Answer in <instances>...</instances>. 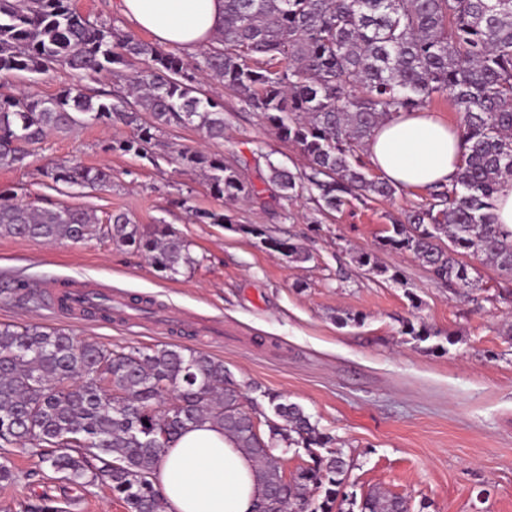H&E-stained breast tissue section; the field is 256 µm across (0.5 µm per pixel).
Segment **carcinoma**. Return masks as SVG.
<instances>
[{"instance_id": "cac0c4a2", "label": "carcinoma", "mask_w": 512, "mask_h": 512, "mask_svg": "<svg viewBox=\"0 0 512 512\" xmlns=\"http://www.w3.org/2000/svg\"><path fill=\"white\" fill-rule=\"evenodd\" d=\"M213 43L197 68L238 94L305 157L299 173L268 161V182L283 198H316L323 213L354 200L394 198L398 187L368 172L367 141L381 123L429 99L450 101L459 114L458 171L393 221L383 246L413 254L450 288L477 286L464 256L491 263L512 283V230L495 216L499 187L512 178V0H224ZM56 66L87 77H121L132 67L134 101L92 95L79 84L51 97L1 93L0 167L26 166L31 148L52 132L119 120L134 126L119 151L152 165L165 156L198 169L214 194L230 201L261 198L222 155L154 150L156 132L171 124L224 138L223 104L196 95L181 57L90 22L71 0H0V74H44ZM43 177L69 188L104 190L112 183L108 168L72 159L49 162ZM181 205L201 224L232 223L186 199ZM237 230L290 262L307 260L300 247L267 236L259 224ZM0 237H98L145 253L171 276L198 264L169 224H137L126 213L102 221L50 198L23 204L4 191ZM243 398L223 361L178 344L125 351L60 330L0 325V448L29 450L80 488L108 486L127 512H166L154 483L160 455L205 421L220 424L252 455L263 488L256 512H410L409 500L377 488L359 500L344 493L353 461L302 406L271 394L266 412L246 407ZM290 448L304 449L310 464L288 479L277 452ZM24 508L63 512L46 498Z\"/></svg>"}]
</instances>
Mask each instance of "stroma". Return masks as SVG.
<instances>
[{
  "label": "stroma",
  "mask_w": 512,
  "mask_h": 512,
  "mask_svg": "<svg viewBox=\"0 0 512 512\" xmlns=\"http://www.w3.org/2000/svg\"><path fill=\"white\" fill-rule=\"evenodd\" d=\"M193 84L224 103V138L213 141L192 126L171 125L159 136L169 147L218 153L246 163L258 178L267 162L299 171L305 159L223 84L205 79L199 52L183 53ZM121 122L89 124L51 134L26 167L0 168V188L17 200L51 198L94 212L128 213L136 223L172 225L189 244L195 267L175 277L144 255L91 238L46 244L0 237V324H34L112 348L150 351L176 343L220 360L249 400L267 407L268 394L295 402L353 458L347 492L377 488L407 498L413 512H512V297L498 295L496 268L478 267V287L458 294L435 279L412 254L379 243L390 218L422 203L421 189H401L391 201L373 200L325 215L316 201L277 200L267 207L230 202L211 192L201 172L152 166L111 150L132 135ZM75 158L112 171L105 190L53 187L42 175L52 158ZM232 217V225L197 224L177 206ZM262 225L307 254L286 261L238 232ZM373 252L398 281L359 266ZM75 278L119 292L125 299L162 303L160 317L134 313L108 321L66 317L47 307L45 285ZM24 280L36 292L17 290ZM362 323H354V316ZM222 324L223 340L196 335L192 323ZM425 323L435 342H415L404 322ZM15 484H0V512H21L46 497L65 512H126L105 485L82 489L13 450Z\"/></svg>",
  "instance_id": "1"
}]
</instances>
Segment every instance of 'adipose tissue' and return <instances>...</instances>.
I'll use <instances>...</instances> for the list:
<instances>
[{
    "mask_svg": "<svg viewBox=\"0 0 512 512\" xmlns=\"http://www.w3.org/2000/svg\"><path fill=\"white\" fill-rule=\"evenodd\" d=\"M117 6L160 44L189 52L215 35L224 16V0H118ZM366 150L377 171L404 189L450 182L460 160L456 130L426 112L381 124ZM155 481L167 512H254L262 495L251 456L210 422L171 443Z\"/></svg>",
    "mask_w": 512,
    "mask_h": 512,
    "instance_id": "1",
    "label": "adipose tissue"
}]
</instances>
